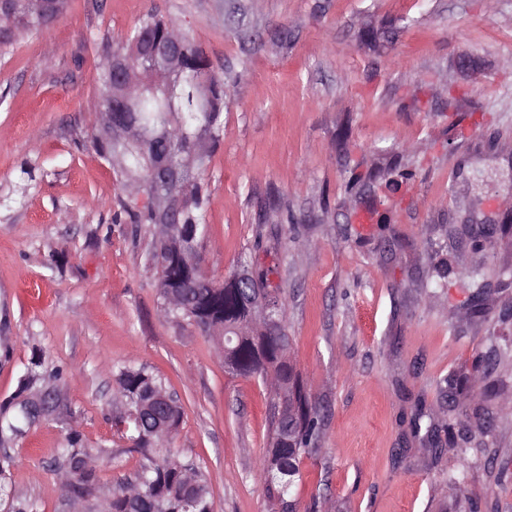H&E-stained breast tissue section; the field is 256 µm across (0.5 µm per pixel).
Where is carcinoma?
<instances>
[{
    "mask_svg": "<svg viewBox=\"0 0 512 512\" xmlns=\"http://www.w3.org/2000/svg\"><path fill=\"white\" fill-rule=\"evenodd\" d=\"M23 27L41 28L28 13L25 0H10L0 8V46L10 44L12 30L4 23ZM145 32L153 38L178 37L182 48V62L186 74L181 76L176 89V116L169 118L166 88L149 89L136 94L135 110L125 118L132 128H148L165 135L170 157L182 169V177L168 186L155 181L154 159L141 152L137 136L121 138L97 136L94 144L104 157L118 161L128 177L134 179L145 193L162 190L166 194L184 198L180 226L162 235L148 253L149 262L159 268V293L165 314L188 321L190 324L212 326L222 338L224 366L228 373L240 377H272L275 391L283 392L289 404L291 421L277 419L276 405H271L272 440L290 429L295 444L288 448L266 449L261 478L268 494L277 499L282 512H297L291 490L301 480L300 464L304 457L316 449L321 428V416L310 404L309 396L299 374L285 358L289 336H274L255 326L252 301L256 297L266 300L269 312L280 324H285L286 312L280 289L270 285L268 274L252 269L248 287H243L234 274L217 283L196 260L194 249L204 238V210L207 189L203 173L211 156V147L219 142L224 127V78L217 74L203 50L179 31L171 22L154 12L143 15L133 33ZM100 112L110 109L112 75L106 63L100 69ZM207 92L200 99L199 85ZM133 224L156 223L152 209L133 210L121 205ZM458 281H466L473 288L472 312L487 317L489 311L483 303L486 283L477 270L460 271ZM64 376L63 368L47 366L40 353H33L19 379L14 397L0 406V442L16 440L45 420L36 411L30 393L37 388L58 391L57 382ZM445 396L456 400L471 396L475 383L450 374L444 379ZM117 393L124 410L114 420L115 425L126 427L130 450L140 453L144 463L134 477L112 489L108 512H215L208 487L200 468L185 463L172 454L170 444L180 424L178 404L158 403L154 397L167 393L161 378L147 367L124 366L116 375ZM78 412L64 405L58 419L66 426V444L58 452L55 464L65 496L79 493L88 497L96 490L97 479L93 467V454L85 448L83 434L76 425Z\"/></svg>",
    "mask_w": 512,
    "mask_h": 512,
    "instance_id": "obj_1",
    "label": "carcinoma"
}]
</instances>
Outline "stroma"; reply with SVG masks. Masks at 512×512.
<instances>
[{
  "label": "stroma",
  "mask_w": 512,
  "mask_h": 512,
  "mask_svg": "<svg viewBox=\"0 0 512 512\" xmlns=\"http://www.w3.org/2000/svg\"><path fill=\"white\" fill-rule=\"evenodd\" d=\"M151 9L224 77L200 252L215 280L246 257L281 286L288 358L322 417L300 512H512V233L471 236L512 210V0H66L18 28L0 49V404L34 351L64 368L102 493L66 500L49 419L0 447V512H102L139 469L112 421L127 362L176 396L172 446L216 512L278 508L259 478L269 387L164 316L157 229L121 213L147 197L92 145L101 46ZM440 265L487 272L490 320ZM458 370L477 393L450 404L439 385Z\"/></svg>",
  "instance_id": "1"
}]
</instances>
